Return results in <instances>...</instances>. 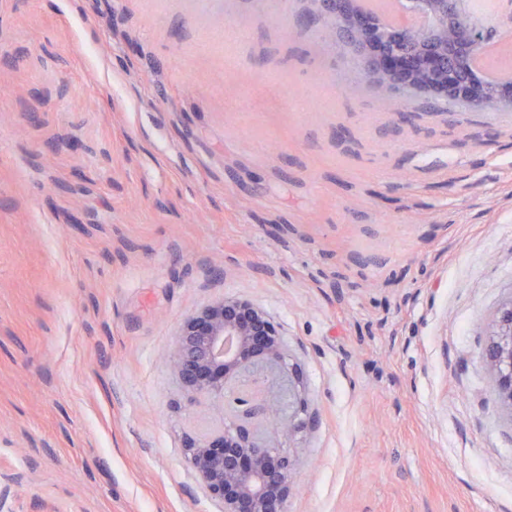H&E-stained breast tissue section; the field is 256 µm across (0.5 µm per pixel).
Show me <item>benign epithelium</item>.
<instances>
[{"mask_svg": "<svg viewBox=\"0 0 512 512\" xmlns=\"http://www.w3.org/2000/svg\"><path fill=\"white\" fill-rule=\"evenodd\" d=\"M463 0H401L402 9L431 18L419 29L389 25L363 0H316L317 14L339 19L338 38L360 56L369 79L394 91L421 90L435 96L512 107V78L488 82L473 56L489 38L491 23L461 20ZM493 374L492 392L512 416V299L498 310L485 344ZM173 368L194 399L236 405L235 420L213 440L190 448L189 461L209 495L224 512H287L292 485L289 457L264 441L260 420L283 438L305 428V404L288 364L279 329L252 303L225 296L189 316L171 351ZM263 367L288 377V407L257 395H235V385Z\"/></svg>", "mask_w": 512, "mask_h": 512, "instance_id": "obj_1", "label": "benign epithelium"}]
</instances>
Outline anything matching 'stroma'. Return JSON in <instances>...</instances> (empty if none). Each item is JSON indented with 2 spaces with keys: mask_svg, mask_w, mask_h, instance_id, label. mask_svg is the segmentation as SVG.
<instances>
[{
  "mask_svg": "<svg viewBox=\"0 0 512 512\" xmlns=\"http://www.w3.org/2000/svg\"><path fill=\"white\" fill-rule=\"evenodd\" d=\"M314 8L0 0V512H222L170 351L224 296L298 369L288 512H512V108L380 94ZM485 356L493 374L495 399L512 417V299L498 310L487 335Z\"/></svg>",
  "mask_w": 512,
  "mask_h": 512,
  "instance_id": "35a3bbf8",
  "label": "stroma"
}]
</instances>
